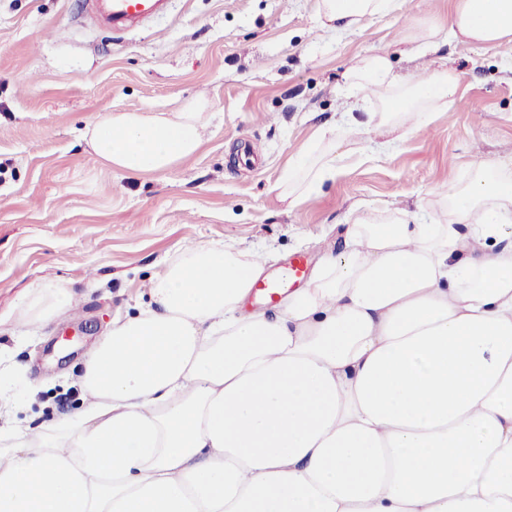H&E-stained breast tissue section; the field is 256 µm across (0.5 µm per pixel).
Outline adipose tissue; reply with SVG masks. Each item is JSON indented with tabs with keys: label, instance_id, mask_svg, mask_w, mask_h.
I'll list each match as a JSON object with an SVG mask.
<instances>
[{
	"label": "adipose tissue",
	"instance_id": "1",
	"mask_svg": "<svg viewBox=\"0 0 512 512\" xmlns=\"http://www.w3.org/2000/svg\"><path fill=\"white\" fill-rule=\"evenodd\" d=\"M392 7L318 0L317 18L346 31ZM448 37L512 42V0H451ZM344 85L384 104L364 127L395 133L429 125L458 79L374 52ZM207 108L110 113L91 147L130 173L170 169L202 144ZM363 154L320 128L280 200L301 204ZM434 206L430 223L350 211L337 251L270 306L251 300L265 257L180 251L89 352L81 410L0 421V512H512V160L479 159ZM74 305L46 285L11 317Z\"/></svg>",
	"mask_w": 512,
	"mask_h": 512
}]
</instances>
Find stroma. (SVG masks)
Masks as SVG:
<instances>
[{"mask_svg":"<svg viewBox=\"0 0 512 512\" xmlns=\"http://www.w3.org/2000/svg\"><path fill=\"white\" fill-rule=\"evenodd\" d=\"M316 4L168 0L119 37L87 20L85 0H0V314L44 285L78 296L48 323L0 325V346L28 383L13 420L35 426L79 409L85 353L183 248L266 254L269 275L296 257L311 268L353 206L413 211L442 184L466 182L476 157L512 155V42L444 43L415 63L402 31L440 25L451 0H395L340 33L319 26ZM375 51L403 73L421 63L458 76L428 128L395 140L345 124L354 100L342 75ZM194 97L215 118L197 152L171 169L135 176L88 144L108 113L172 112ZM327 122L367 156L286 209L280 179Z\"/></svg>","mask_w":512,"mask_h":512,"instance_id":"35a3bbf8","label":"stroma"}]
</instances>
